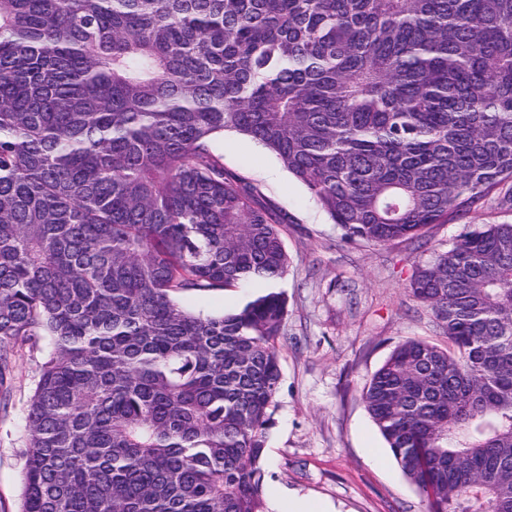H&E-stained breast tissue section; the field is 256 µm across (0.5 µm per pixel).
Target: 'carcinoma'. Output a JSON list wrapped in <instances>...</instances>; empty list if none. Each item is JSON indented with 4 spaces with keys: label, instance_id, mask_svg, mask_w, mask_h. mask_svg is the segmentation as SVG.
I'll return each instance as SVG.
<instances>
[{
    "label": "carcinoma",
    "instance_id": "cac0c4a2",
    "mask_svg": "<svg viewBox=\"0 0 512 512\" xmlns=\"http://www.w3.org/2000/svg\"><path fill=\"white\" fill-rule=\"evenodd\" d=\"M271 149L347 242L512 185V0H0V387L51 345L22 512H264L287 313L178 296L288 272V215L211 147ZM437 344L365 408L429 512H512V224L414 266Z\"/></svg>",
    "mask_w": 512,
    "mask_h": 512
}]
</instances>
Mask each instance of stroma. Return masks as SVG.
<instances>
[{
	"mask_svg": "<svg viewBox=\"0 0 512 512\" xmlns=\"http://www.w3.org/2000/svg\"><path fill=\"white\" fill-rule=\"evenodd\" d=\"M212 147L228 171L290 219L283 229L290 259L285 278L179 297L183 307L203 314L237 310L271 291L288 300L265 449L266 506L298 495L330 512H427L426 496L394 461L362 391L397 343L436 341L431 312L406 289L411 271L477 225L512 224L504 189L494 190L476 211L432 226L423 248L406 241L350 243L270 149L235 130L217 135ZM50 350L43 338L15 356L11 403L0 409V512L21 510L25 409Z\"/></svg>",
	"mask_w": 512,
	"mask_h": 512,
	"instance_id": "35a3bbf8",
	"label": "stroma"
}]
</instances>
